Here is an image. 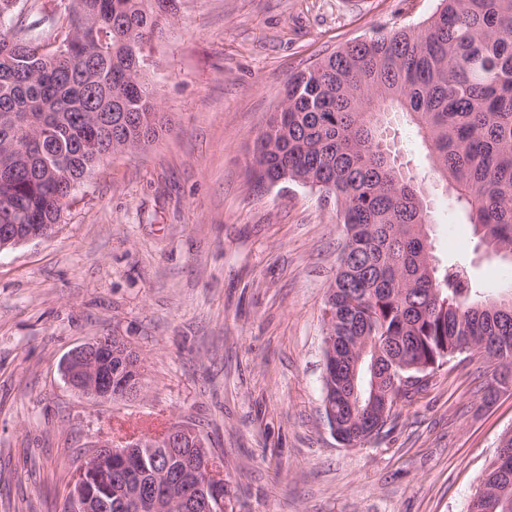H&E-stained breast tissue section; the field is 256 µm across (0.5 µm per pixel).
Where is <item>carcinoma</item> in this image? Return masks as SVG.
<instances>
[{
    "label": "carcinoma",
    "instance_id": "1",
    "mask_svg": "<svg viewBox=\"0 0 512 512\" xmlns=\"http://www.w3.org/2000/svg\"><path fill=\"white\" fill-rule=\"evenodd\" d=\"M178 0H60L27 17L0 0V199L26 228L54 231L108 152L167 129L146 50ZM60 39L61 58L41 44ZM279 122L254 141L261 184L295 182L334 200L345 239L324 313L336 336L332 390L342 444L384 429L451 358L481 349L512 389V296L492 298L464 258L441 264L425 227L424 179L383 138L410 118L455 211L512 266V0H440L415 29L378 32L292 75ZM467 512H512V433Z\"/></svg>",
    "mask_w": 512,
    "mask_h": 512
}]
</instances>
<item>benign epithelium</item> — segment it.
I'll return each mask as SVG.
<instances>
[{"label":"benign epithelium","mask_w":512,"mask_h":512,"mask_svg":"<svg viewBox=\"0 0 512 512\" xmlns=\"http://www.w3.org/2000/svg\"><path fill=\"white\" fill-rule=\"evenodd\" d=\"M10 213L9 223L0 226V250L41 239V232L23 234L19 230L18 213L5 206ZM126 354L112 346V337L99 336L96 340L74 348L65 358L62 372L67 385L95 403H107L128 397L139 391H112V369L125 366ZM198 444L200 437L192 427L176 423L161 435H137L115 442L102 437L92 444V452L75 475L65 512H95L104 499L94 487L112 494V483L123 486L125 502L133 512H172L177 507L191 512H225L226 489L224 477L207 456L198 460L177 454L174 447ZM165 448L167 452L156 457L161 466L152 483L131 482L128 477L130 454L134 449Z\"/></svg>","instance_id":"obj_1"}]
</instances>
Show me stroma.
Here are the masks:
<instances>
[{"label":"stroma","instance_id":"1","mask_svg":"<svg viewBox=\"0 0 512 512\" xmlns=\"http://www.w3.org/2000/svg\"><path fill=\"white\" fill-rule=\"evenodd\" d=\"M439 0H180L151 44L170 129L112 154L52 236L0 251V512H64L93 441L194 425L233 512H465L512 431V391L473 351L449 361L364 445L323 410V309L339 263L332 200L249 173L288 77L375 32L421 25ZM402 161L429 171L405 115ZM433 252L467 254L493 294L504 264L473 251L442 187ZM139 352L142 392L97 404L68 353L102 334Z\"/></svg>","mask_w":512,"mask_h":512}]
</instances>
